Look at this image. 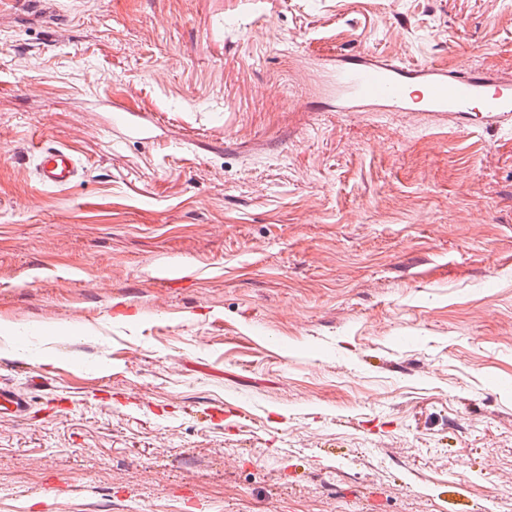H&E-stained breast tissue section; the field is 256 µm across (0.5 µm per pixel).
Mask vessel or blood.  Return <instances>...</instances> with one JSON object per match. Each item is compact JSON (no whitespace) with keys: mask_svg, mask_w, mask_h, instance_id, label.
Here are the masks:
<instances>
[{"mask_svg":"<svg viewBox=\"0 0 512 512\" xmlns=\"http://www.w3.org/2000/svg\"><path fill=\"white\" fill-rule=\"evenodd\" d=\"M336 99L342 110L356 112L389 104L494 127L512 139V81L477 71L442 67L411 68L355 55L340 60L333 77ZM36 172L43 186L69 189L81 178L78 157L67 147L40 149ZM28 392L11 383H0V417L31 416Z\"/></svg>","mask_w":512,"mask_h":512,"instance_id":"b4317fda","label":"vessel or blood"}]
</instances>
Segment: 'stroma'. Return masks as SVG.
I'll return each mask as SVG.
<instances>
[{
  "instance_id": "stroma-1",
  "label": "stroma",
  "mask_w": 512,
  "mask_h": 512,
  "mask_svg": "<svg viewBox=\"0 0 512 512\" xmlns=\"http://www.w3.org/2000/svg\"><path fill=\"white\" fill-rule=\"evenodd\" d=\"M353 52L512 79V0H0V512H512V140ZM36 172L43 186L70 189L80 181L81 164L67 147L53 146L40 149ZM31 401L25 389L0 380V419L5 415L15 418H34Z\"/></svg>"
}]
</instances>
